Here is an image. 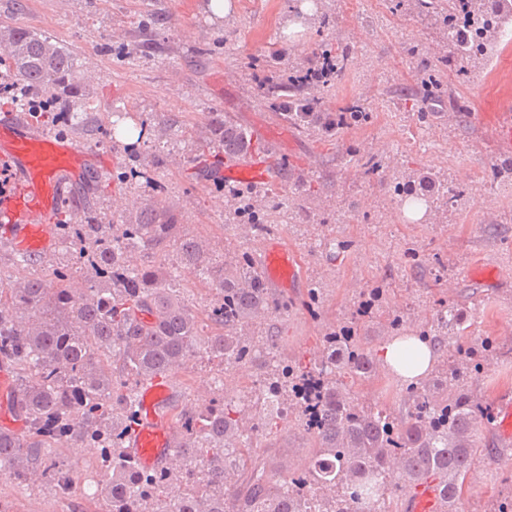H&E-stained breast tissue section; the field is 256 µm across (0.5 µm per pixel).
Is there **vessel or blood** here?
I'll return each mask as SVG.
<instances>
[{
  "instance_id": "vessel-or-blood-1",
  "label": "vessel or blood",
  "mask_w": 512,
  "mask_h": 512,
  "mask_svg": "<svg viewBox=\"0 0 512 512\" xmlns=\"http://www.w3.org/2000/svg\"><path fill=\"white\" fill-rule=\"evenodd\" d=\"M94 149L81 147L53 132L37 128L19 117L0 118V171L7 172L11 193L0 196V219L11 229L14 250L25 256H43L53 248L54 230L46 218L60 204L67 185L87 172ZM225 185L267 182L268 162L247 154L225 160ZM298 255L278 239L264 247L267 280L281 291L292 293L301 284ZM175 392L160 376L144 381L138 390V422L127 436L126 450L148 469L170 466L179 446L178 437L166 413ZM442 492L437 483L416 487L409 512H442Z\"/></svg>"
}]
</instances>
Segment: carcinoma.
Listing matches in <instances>:
<instances>
[{
    "label": "carcinoma",
    "mask_w": 512,
    "mask_h": 512,
    "mask_svg": "<svg viewBox=\"0 0 512 512\" xmlns=\"http://www.w3.org/2000/svg\"><path fill=\"white\" fill-rule=\"evenodd\" d=\"M413 2L418 13L446 20L463 77L470 61L492 56L502 26L512 23L508 0ZM458 15L467 30L463 38L454 23ZM0 65L11 71L17 96L39 90L64 98V89L89 84L82 59L45 35L12 27L0 29ZM420 71L426 105L417 112L419 122L430 124L447 109L459 119L468 114L466 105L448 96L439 70L424 63ZM263 90L273 107L284 109V120L326 141L371 118L359 110L321 111L323 98L286 68L270 72ZM203 129L205 144L195 162L212 145L226 156L261 151L251 133L224 112L208 113ZM136 148L127 144L128 162L112 180L120 183L138 171ZM363 169L385 191L400 192L381 178L379 162L369 160ZM138 172L153 179L151 169ZM267 224V215L252 203L236 228L249 239L266 233ZM178 228L174 215L153 201L127 224L103 227L86 213L82 224L54 225L56 244H80L85 288L71 286L68 263L14 254L44 273L15 284L0 277V363L16 373L12 412L21 422L18 432L0 429V468L20 485L39 480L67 493L73 479L55 449L75 443L98 448L99 512H392L395 490L386 482L392 468L410 484L438 479L444 512H461L467 479L479 463L500 454L476 440L478 430L494 431L497 413L474 384L491 360L512 358V345L488 337L469 343L461 310L439 306L430 327L416 330L439 356L424 378L403 388L409 408L396 417L362 402L356 390L382 368L360 342L361 317L381 321L391 338L408 333L405 316L383 305L382 289H371L368 311L360 303L352 321L327 330L317 364L302 367L280 356L278 337L247 330L254 320L297 305L317 316L325 288L312 285L299 304L275 299L248 251L217 261ZM171 246L179 264L167 270L131 260L134 253L160 256ZM180 268L216 292V302L204 310L211 327L206 336L198 330L199 313L174 287ZM260 350L268 355V371L253 403L222 398L205 409L176 408L181 440L173 465L144 470L126 452L125 436L138 414L133 391L141 382L197 354L234 366L256 362ZM284 408L314 451L310 466L279 476L257 453V439L272 432ZM230 452L237 454L233 463L226 461Z\"/></svg>",
    "instance_id": "1"
}]
</instances>
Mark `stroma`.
Returning <instances> with one entry per match:
<instances>
[{
	"mask_svg": "<svg viewBox=\"0 0 512 512\" xmlns=\"http://www.w3.org/2000/svg\"><path fill=\"white\" fill-rule=\"evenodd\" d=\"M205 2L0 0V26L49 35L85 56L92 80L74 106L84 123L71 139L119 162L126 154L123 139L104 145L100 127L139 123L145 127L142 163L157 155L165 160L150 184L137 178L117 184L107 175L67 187L49 223L88 210L98 223L117 224L152 198L215 254L230 255L245 244L255 263H262L267 237L245 243L234 228L239 201L220 183L186 176L204 113L227 112L287 161L263 202L268 237L283 239L302 262L305 286L293 300L305 297L306 285L326 288L320 317L295 308L257 321L252 335L273 332L282 354L311 364L326 328L349 322L357 302L382 288L409 326L433 320L444 303L463 309L470 341L512 340V159L495 145L494 118L498 112L512 117V43L473 68L470 79L446 71L449 91L469 108L466 122L443 117L424 125L416 116L418 67L424 60L437 64L448 50L438 27L423 23L408 6L396 0H318L306 29L288 38L282 30L300 0H232L220 21L210 18ZM152 14L176 17L177 25L143 38L142 25ZM109 40L132 46V54L116 60L105 47ZM321 42L348 59L343 78L325 97L326 110L353 105L372 114L331 146L272 112L254 80L271 51H279V66L303 68ZM369 158L382 162L387 181L403 185L406 195H428L420 181L424 173L445 189L467 187V195L456 207L438 205L432 220H410L399 198L362 177L360 165ZM304 182L315 193L302 204L296 187ZM414 245L428 259L424 268L403 263L404 250ZM476 266L495 270L500 286L474 280ZM168 376L178 405L204 408L217 396L236 398L258 389L265 370L256 364L224 368L195 357ZM261 444L267 463L286 471L304 468L313 453L297 422L285 417ZM511 497L512 450L464 486L462 508L491 512ZM0 503L10 512H96L83 484L67 495L22 487L8 476H0Z\"/></svg>",
	"mask_w": 512,
	"mask_h": 512,
	"instance_id": "obj_1",
	"label": "stroma"
}]
</instances>
